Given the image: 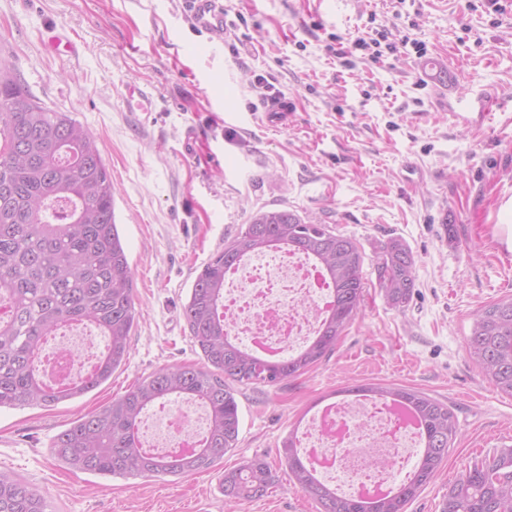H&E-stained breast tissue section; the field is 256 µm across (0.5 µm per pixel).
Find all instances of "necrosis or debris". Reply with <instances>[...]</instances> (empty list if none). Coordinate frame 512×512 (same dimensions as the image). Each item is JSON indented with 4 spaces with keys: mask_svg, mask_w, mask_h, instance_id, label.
Wrapping results in <instances>:
<instances>
[{
    "mask_svg": "<svg viewBox=\"0 0 512 512\" xmlns=\"http://www.w3.org/2000/svg\"><path fill=\"white\" fill-rule=\"evenodd\" d=\"M332 305L318 266L290 250L274 253L272 270L244 261L227 278L224 316L229 333L246 341L250 350L283 355L306 344ZM100 339L77 324L64 326L44 343L42 361L48 382L66 384L93 371ZM204 424L191 407H166L141 427L145 450L175 456L195 448ZM417 436L411 415L394 405L368 401L334 402L310 419L302 433L315 473L337 482L352 495L389 490L396 469L412 458Z\"/></svg>",
    "mask_w": 512,
    "mask_h": 512,
    "instance_id": "1",
    "label": "necrosis or debris"
}]
</instances>
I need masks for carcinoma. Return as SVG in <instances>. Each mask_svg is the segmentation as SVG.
<instances>
[{
	"instance_id": "cac0c4a2",
	"label": "carcinoma",
	"mask_w": 512,
	"mask_h": 512,
	"mask_svg": "<svg viewBox=\"0 0 512 512\" xmlns=\"http://www.w3.org/2000/svg\"><path fill=\"white\" fill-rule=\"evenodd\" d=\"M272 248L316 262L333 290L316 336L297 354L275 361L229 336L222 305L227 272ZM362 265L359 242L327 224L306 221L288 209L257 213L204 264L183 309L206 368H166L144 377L56 434L50 444L54 456L73 470L111 476L210 470L239 440L234 385H275L331 353L362 309ZM374 270L387 304L404 307L415 287L408 247L398 239L381 244ZM0 300L9 307L0 323V409L51 408L75 399L101 386L129 358L136 319L133 271L115 222L112 177L84 126L39 102L6 66L0 68ZM66 322L94 326L106 338V349L93 372L62 388L51 387L40 370L42 343ZM466 344L484 375L512 397V297L473 314ZM353 392L399 404L419 422L422 449L405 480L386 495L357 499L317 478L299 455L296 435L281 442L279 457L319 512H405L448 457L457 435L455 413L412 388L368 384ZM181 397L207 409L198 447L170 457L146 453L139 439L143 413ZM273 481L269 463L255 456L224 472L220 487L225 498L238 503L263 497ZM0 512L50 510L27 481L0 470ZM442 512H512V448L466 470L448 488Z\"/></svg>"
}]
</instances>
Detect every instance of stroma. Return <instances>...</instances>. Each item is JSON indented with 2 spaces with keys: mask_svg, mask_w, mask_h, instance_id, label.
I'll use <instances>...</instances> for the list:
<instances>
[{
  "mask_svg": "<svg viewBox=\"0 0 512 512\" xmlns=\"http://www.w3.org/2000/svg\"><path fill=\"white\" fill-rule=\"evenodd\" d=\"M213 46L184 0H0V65L94 138L112 176L134 272L131 353L111 379L53 409L0 410V468L36 486L52 512H317L279 459L282 440L333 394L363 384L413 388L451 407L448 458L406 512H441L474 462L512 446V397L467 353L474 311L512 295V0H224ZM376 30L379 59L341 50ZM68 41L56 55L55 39ZM426 55L450 77L428 82ZM425 55V56H426ZM152 103L133 108L128 86ZM492 101L458 120L457 99ZM287 99V124L269 98ZM288 209L355 238L364 303L334 351L270 386L238 387L236 448L210 471L112 477L69 469L52 438L162 368L204 367L183 316L196 275L261 210ZM415 261L404 308L376 281L378 245ZM260 456L274 482L232 503L224 470Z\"/></svg>",
  "mask_w": 512,
  "mask_h": 512,
  "instance_id": "stroma-1",
  "label": "stroma"
}]
</instances>
